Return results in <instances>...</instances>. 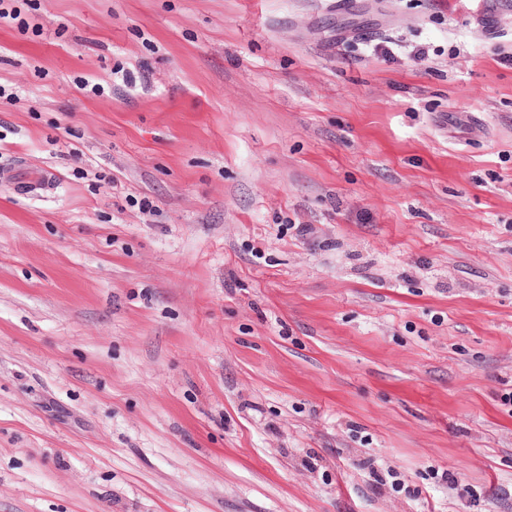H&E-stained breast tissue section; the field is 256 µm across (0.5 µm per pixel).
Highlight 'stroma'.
Returning a JSON list of instances; mask_svg holds the SVG:
<instances>
[{
	"instance_id": "35a3bbf8",
	"label": "stroma",
	"mask_w": 512,
	"mask_h": 512,
	"mask_svg": "<svg viewBox=\"0 0 512 512\" xmlns=\"http://www.w3.org/2000/svg\"><path fill=\"white\" fill-rule=\"evenodd\" d=\"M32 1L0 512H512V0Z\"/></svg>"
}]
</instances>
